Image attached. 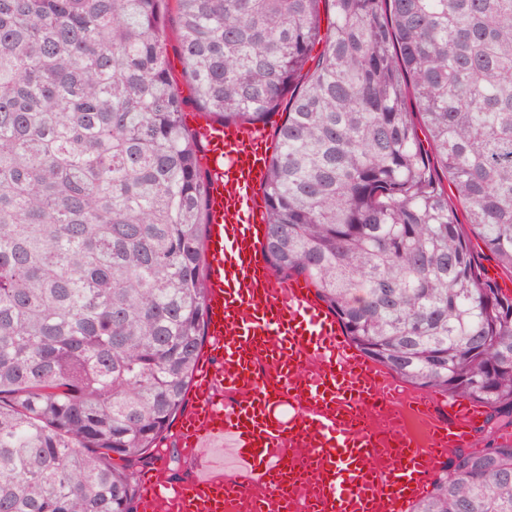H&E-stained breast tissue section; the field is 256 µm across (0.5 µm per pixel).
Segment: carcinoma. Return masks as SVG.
<instances>
[{
    "label": "carcinoma",
    "instance_id": "carcinoma-1",
    "mask_svg": "<svg viewBox=\"0 0 512 512\" xmlns=\"http://www.w3.org/2000/svg\"><path fill=\"white\" fill-rule=\"evenodd\" d=\"M178 32L181 80L167 54ZM226 125L284 107L264 254L402 382L512 427V0H0V512H136L205 341ZM465 210V233L442 179ZM408 512H512V438ZM179 89L182 97L186 100L185 113L183 115V119L185 124L189 129L192 127L202 125L206 121H214L212 115H208L204 112H200L195 104L192 102V92L190 88L183 84L181 81L179 82ZM470 238L482 275L495 280L504 293L512 295V275L497 263L479 239L473 236Z\"/></svg>",
    "mask_w": 512,
    "mask_h": 512
}]
</instances>
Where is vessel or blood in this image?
<instances>
[{
	"mask_svg": "<svg viewBox=\"0 0 512 512\" xmlns=\"http://www.w3.org/2000/svg\"><path fill=\"white\" fill-rule=\"evenodd\" d=\"M200 133L212 175L206 348L178 434L188 448L230 441L239 469L212 462L181 482L140 474V512H228L244 497L251 512H407L441 462L472 447L480 408L408 391L300 281L277 279L263 255L261 132Z\"/></svg>",
	"mask_w": 512,
	"mask_h": 512,
	"instance_id": "1",
	"label": "vessel or blood"
}]
</instances>
